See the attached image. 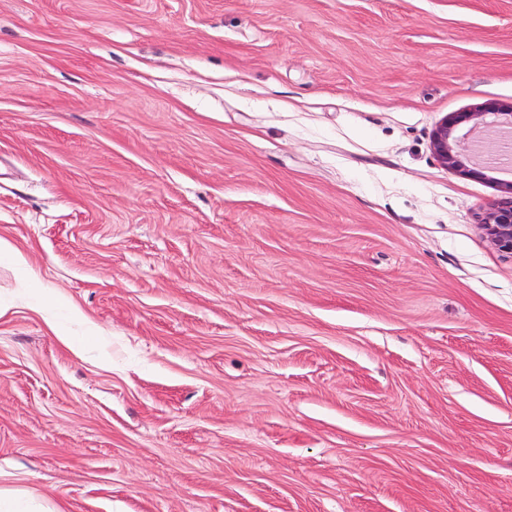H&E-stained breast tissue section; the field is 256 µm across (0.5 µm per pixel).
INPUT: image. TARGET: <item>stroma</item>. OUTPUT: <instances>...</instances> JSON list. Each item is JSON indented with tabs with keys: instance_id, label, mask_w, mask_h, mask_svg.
<instances>
[{
	"instance_id": "1",
	"label": "stroma",
	"mask_w": 512,
	"mask_h": 512,
	"mask_svg": "<svg viewBox=\"0 0 512 512\" xmlns=\"http://www.w3.org/2000/svg\"><path fill=\"white\" fill-rule=\"evenodd\" d=\"M490 102L512 0H0V488L512 512ZM505 116L502 124H510L512 106L490 102L484 106L475 108L469 112H458L449 119L446 117L437 126L432 135V149L438 161L448 169L459 172L465 176L487 177L484 171L477 168H469L464 162V147L462 136H457L456 131L462 125H471L468 130L480 125L488 124L487 116Z\"/></svg>"
}]
</instances>
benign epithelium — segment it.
<instances>
[{"instance_id":"obj_1","label":"benign epithelium","mask_w":512,"mask_h":512,"mask_svg":"<svg viewBox=\"0 0 512 512\" xmlns=\"http://www.w3.org/2000/svg\"><path fill=\"white\" fill-rule=\"evenodd\" d=\"M489 115L503 116L509 124L512 122V106L490 102L444 119L432 135V149L438 161L462 175L486 177L484 171L470 168L464 162L462 137L456 131L462 125H469L473 129L485 125ZM502 192L504 197L491 205L482 219L480 229L491 245L512 254V184L502 186Z\"/></svg>"}]
</instances>
